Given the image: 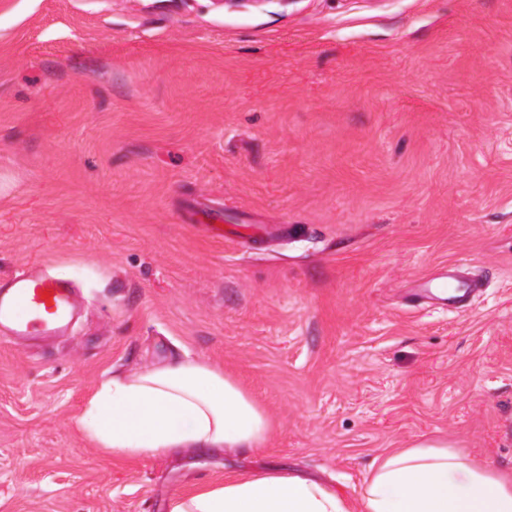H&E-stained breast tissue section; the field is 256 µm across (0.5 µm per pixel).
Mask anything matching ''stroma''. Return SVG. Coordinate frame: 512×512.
<instances>
[{
	"label": "stroma",
	"mask_w": 512,
	"mask_h": 512,
	"mask_svg": "<svg viewBox=\"0 0 512 512\" xmlns=\"http://www.w3.org/2000/svg\"><path fill=\"white\" fill-rule=\"evenodd\" d=\"M32 262L82 311L0 339V512L273 464L355 500L423 439L511 469L512 0H0V279ZM451 265L457 309L420 290ZM184 353L269 412L261 450L118 463L76 426Z\"/></svg>",
	"instance_id": "35a3bbf8"
}]
</instances>
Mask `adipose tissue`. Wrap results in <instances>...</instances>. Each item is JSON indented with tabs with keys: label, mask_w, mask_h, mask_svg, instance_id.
<instances>
[{
	"label": "adipose tissue",
	"mask_w": 512,
	"mask_h": 512,
	"mask_svg": "<svg viewBox=\"0 0 512 512\" xmlns=\"http://www.w3.org/2000/svg\"><path fill=\"white\" fill-rule=\"evenodd\" d=\"M113 457L194 448H256L271 421L233 378L190 355L113 377L77 419ZM365 512H512V474L439 440L380 457L363 482ZM167 512H350L348 498L317 479L268 467L174 494Z\"/></svg>",
	"instance_id": "ef3b65f1"
}]
</instances>
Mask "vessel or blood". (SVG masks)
<instances>
[{
  "label": "vessel or blood",
  "mask_w": 512,
  "mask_h": 512,
  "mask_svg": "<svg viewBox=\"0 0 512 512\" xmlns=\"http://www.w3.org/2000/svg\"><path fill=\"white\" fill-rule=\"evenodd\" d=\"M437 303L452 307L469 295L470 286L462 285L456 268H449L440 282ZM51 299H44L43 291ZM73 286L69 280L47 274L40 266L29 265L0 282V331L12 336L32 333L64 334L75 311Z\"/></svg>",
  "instance_id": "obj_1"
}]
</instances>
